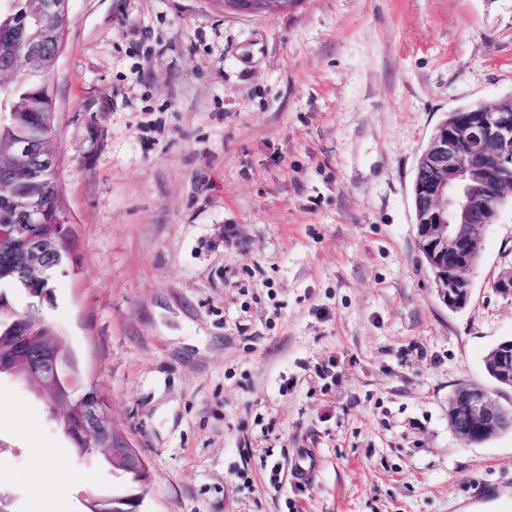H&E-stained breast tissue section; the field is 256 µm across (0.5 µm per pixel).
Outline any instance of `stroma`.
<instances>
[{
  "label": "stroma",
  "mask_w": 512,
  "mask_h": 512,
  "mask_svg": "<svg viewBox=\"0 0 512 512\" xmlns=\"http://www.w3.org/2000/svg\"><path fill=\"white\" fill-rule=\"evenodd\" d=\"M69 13L48 84L74 261L44 315L148 465L139 512H512V431L448 424L461 383L512 406L483 364L512 337V205L452 310L412 203L446 114L512 95V0ZM116 481L0 382L13 512H86Z\"/></svg>",
  "instance_id": "35a3bbf8"
}]
</instances>
